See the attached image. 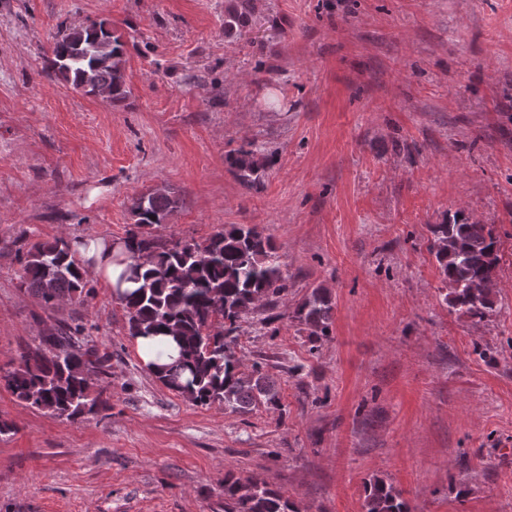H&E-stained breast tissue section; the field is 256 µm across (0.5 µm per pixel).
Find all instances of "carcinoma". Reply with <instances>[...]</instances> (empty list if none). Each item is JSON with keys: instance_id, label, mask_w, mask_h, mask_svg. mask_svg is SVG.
Listing matches in <instances>:
<instances>
[{"instance_id": "cac0c4a2", "label": "carcinoma", "mask_w": 512, "mask_h": 512, "mask_svg": "<svg viewBox=\"0 0 512 512\" xmlns=\"http://www.w3.org/2000/svg\"><path fill=\"white\" fill-rule=\"evenodd\" d=\"M249 0H239L224 12V29L246 24ZM124 43L104 22L74 27L57 36L43 70L73 89L116 105L128 96L124 80ZM239 177L253 182L258 173L249 153L232 157ZM177 199L164 189L132 198L135 229L126 238L129 251L147 254L152 267L136 275L138 287L119 297L128 313L129 334L149 336L167 332L181 348L180 358L159 370L156 378L196 406L221 402L234 412L265 405L280 409L275 383L255 368L245 376L228 337L241 316L272 303L288 288V277L275 255L270 236L255 226L231 224L202 243L161 244L144 228L166 223ZM434 254L445 301L480 320L493 312V286L500 263V243L484 224L457 213L452 221L430 225ZM27 291L45 306L64 298H81L87 282L69 243L62 237L31 244L22 259ZM334 305L328 292L312 289L296 307L293 318L318 339L330 335ZM79 328L61 329L41 337L44 348L21 356L19 365L0 373L16 398L58 417L75 418L106 407L91 396L92 373L104 370L108 358L81 346ZM364 512H409L402 492L375 478L366 485ZM224 512H298L295 504L265 482L224 480Z\"/></svg>"}]
</instances>
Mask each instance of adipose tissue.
I'll return each instance as SVG.
<instances>
[{"label": "adipose tissue", "mask_w": 512, "mask_h": 512, "mask_svg": "<svg viewBox=\"0 0 512 512\" xmlns=\"http://www.w3.org/2000/svg\"><path fill=\"white\" fill-rule=\"evenodd\" d=\"M72 249L85 270L93 272L108 288L133 291L134 280L127 274L133 260L125 243L104 237L79 238L73 241Z\"/></svg>", "instance_id": "obj_1"}]
</instances>
